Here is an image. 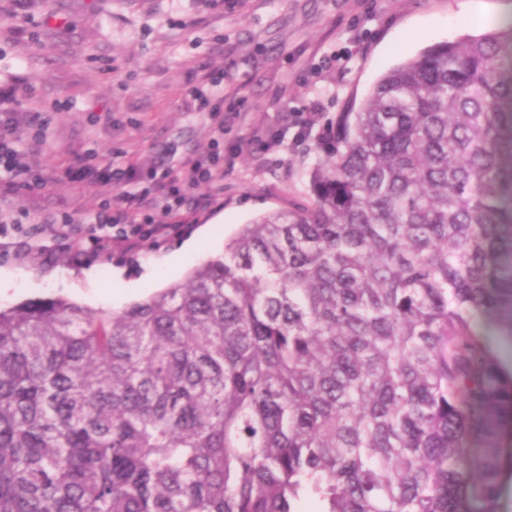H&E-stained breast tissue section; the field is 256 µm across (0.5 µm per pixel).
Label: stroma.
Listing matches in <instances>:
<instances>
[{
	"label": "stroma",
	"instance_id": "35a3bbf8",
	"mask_svg": "<svg viewBox=\"0 0 512 512\" xmlns=\"http://www.w3.org/2000/svg\"><path fill=\"white\" fill-rule=\"evenodd\" d=\"M509 26L512 0H0V89L46 122L45 138L21 144L42 187L0 185V304L63 296L119 310L168 287L242 225L304 200L323 124L358 111L383 74ZM217 78L218 111H193V90ZM215 149L224 174L194 190L178 231L81 246V220L104 199L135 217L138 175H182ZM92 154L133 183H108Z\"/></svg>",
	"mask_w": 512,
	"mask_h": 512
}]
</instances>
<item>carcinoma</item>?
<instances>
[{
    "label": "carcinoma",
    "mask_w": 512,
    "mask_h": 512,
    "mask_svg": "<svg viewBox=\"0 0 512 512\" xmlns=\"http://www.w3.org/2000/svg\"><path fill=\"white\" fill-rule=\"evenodd\" d=\"M321 140L305 202L169 287L0 306V512H504L512 27Z\"/></svg>",
    "instance_id": "cac0c4a2"
}]
</instances>
